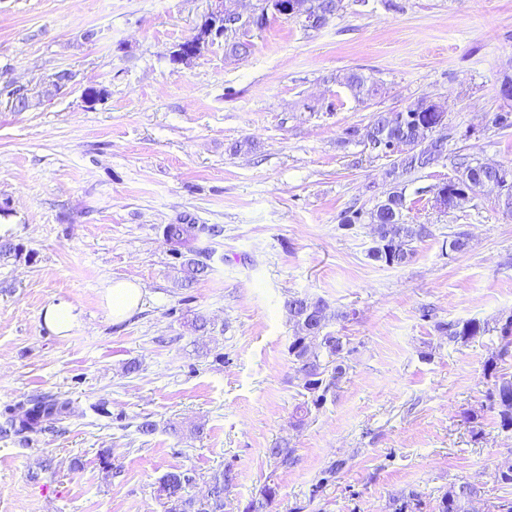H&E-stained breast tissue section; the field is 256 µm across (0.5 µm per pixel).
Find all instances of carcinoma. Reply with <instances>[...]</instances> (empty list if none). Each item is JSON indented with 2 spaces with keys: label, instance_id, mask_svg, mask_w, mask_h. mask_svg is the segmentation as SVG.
Masks as SVG:
<instances>
[{
  "label": "carcinoma",
  "instance_id": "obj_1",
  "mask_svg": "<svg viewBox=\"0 0 512 512\" xmlns=\"http://www.w3.org/2000/svg\"><path fill=\"white\" fill-rule=\"evenodd\" d=\"M282 0H245V11L241 17H226L224 27L228 34L224 39L225 54L233 57H247L253 44L248 39L251 29L266 26L256 18L259 13H269L281 5ZM342 0H288L294 9L315 18L307 24L309 28H320L338 11ZM346 87L352 98L363 103L377 96L381 85L374 79L359 73L346 78ZM433 105L424 97L408 102L399 111L377 112L364 128L351 126L345 130L343 143L362 145L364 150L381 157L393 158L388 176L392 181L378 193L376 186L366 190L378 196L370 209H354L344 212L341 226L352 227L367 224L371 227L373 246L368 256L387 266H399L413 257L416 243L433 236L428 224H411L407 221L405 189L399 187L397 179L413 176L416 172L439 164L448 157L447 137L431 139L420 149L417 140L427 135L425 127L434 123ZM500 181L499 170L494 164L483 163L459 155L454 162V174L446 183V200L441 211L461 209L470 202L485 184ZM219 234L214 225L196 224L187 218L177 224L162 227L164 240L175 253L186 250L198 254L197 244L202 238ZM207 265L194 258L181 263L182 281L187 284L197 280ZM288 318L293 323L294 335L289 338L288 355L295 365L298 387L305 391L309 401L297 407V411L308 412V404L321 405L327 394L333 390L346 374L344 360L352 352L347 337L333 329V321L348 318V313H332L321 297L291 296L285 301ZM436 330L448 342L464 345L470 340L489 331L488 324L471 319L462 323L438 322ZM488 376L493 382L485 392L482 408L492 413L503 431H512V374L497 368L496 360L486 365ZM71 413V401L45 396H33L0 414V434L7 437L37 434L45 430L48 423H57ZM267 454L279 465L288 467L293 462V449L289 442L282 440L267 449ZM195 482L192 472L176 467L165 473L158 481L157 498L162 501L165 512H224V495L234 485L235 475L231 468L214 471L208 482V494L190 493ZM277 487L265 485L258 497L250 500L244 512H270L276 500ZM480 497L478 487L469 482L454 483L440 497L438 512H474L473 503ZM394 512H421L423 502L418 493L402 492L392 497Z\"/></svg>",
  "mask_w": 512,
  "mask_h": 512
}]
</instances>
